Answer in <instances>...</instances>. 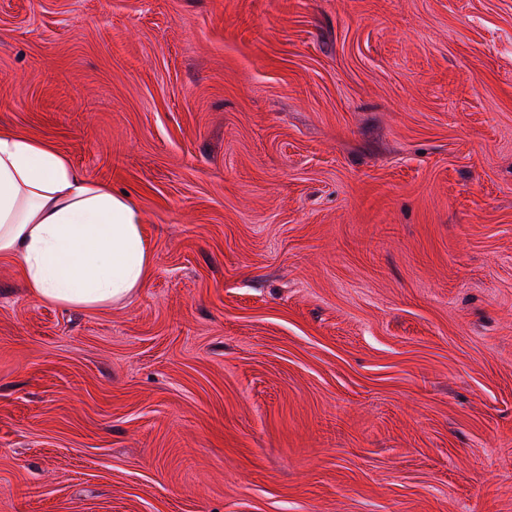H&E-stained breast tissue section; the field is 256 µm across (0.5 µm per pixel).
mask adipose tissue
Returning <instances> with one entry per match:
<instances>
[{"label": "adipose tissue", "instance_id": "ef3b65f1", "mask_svg": "<svg viewBox=\"0 0 512 512\" xmlns=\"http://www.w3.org/2000/svg\"><path fill=\"white\" fill-rule=\"evenodd\" d=\"M0 254L21 259L32 295L67 307L118 303L152 255L137 208L48 144L0 132Z\"/></svg>", "mask_w": 512, "mask_h": 512}]
</instances>
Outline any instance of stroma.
<instances>
[{
	"instance_id": "obj_1",
	"label": "stroma",
	"mask_w": 512,
	"mask_h": 512,
	"mask_svg": "<svg viewBox=\"0 0 512 512\" xmlns=\"http://www.w3.org/2000/svg\"><path fill=\"white\" fill-rule=\"evenodd\" d=\"M152 267L0 255V512H512V0H0V132ZM137 208L48 144L0 132V254L21 259L32 295L67 307L118 303L152 255Z\"/></svg>"
}]
</instances>
